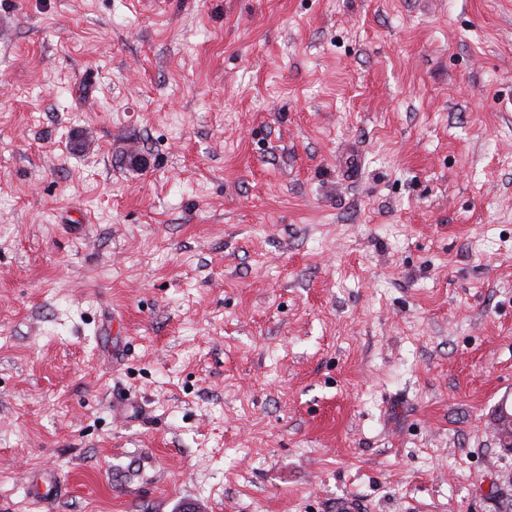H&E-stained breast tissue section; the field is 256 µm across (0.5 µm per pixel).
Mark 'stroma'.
I'll return each mask as SVG.
<instances>
[{
    "label": "stroma",
    "mask_w": 512,
    "mask_h": 512,
    "mask_svg": "<svg viewBox=\"0 0 512 512\" xmlns=\"http://www.w3.org/2000/svg\"><path fill=\"white\" fill-rule=\"evenodd\" d=\"M509 99L512 0H0V512H512Z\"/></svg>",
    "instance_id": "1"
}]
</instances>
